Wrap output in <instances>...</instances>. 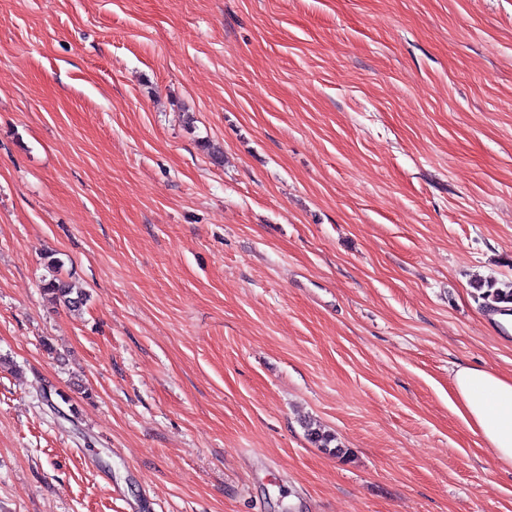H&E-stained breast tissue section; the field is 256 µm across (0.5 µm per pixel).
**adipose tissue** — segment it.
Returning a JSON list of instances; mask_svg holds the SVG:
<instances>
[{
  "label": "adipose tissue",
  "mask_w": 512,
  "mask_h": 512,
  "mask_svg": "<svg viewBox=\"0 0 512 512\" xmlns=\"http://www.w3.org/2000/svg\"><path fill=\"white\" fill-rule=\"evenodd\" d=\"M453 392L451 410L499 462L512 465V376L461 366L453 375Z\"/></svg>",
  "instance_id": "adipose-tissue-1"
}]
</instances>
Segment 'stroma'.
Masks as SVG:
<instances>
[{
    "label": "stroma",
    "instance_id": "stroma-1",
    "mask_svg": "<svg viewBox=\"0 0 512 512\" xmlns=\"http://www.w3.org/2000/svg\"><path fill=\"white\" fill-rule=\"evenodd\" d=\"M478 276L512 0H0V512H512ZM43 292L53 302L63 303L68 308H80L87 301V294L67 280L52 276L43 281ZM453 392L451 410L499 462L512 465V376L461 366L453 375ZM304 428L306 435L309 439L317 446V448H323L329 453H334L336 456L346 455L347 450L342 448L337 442L336 437L331 432L325 430L315 422H305Z\"/></svg>",
    "mask_w": 512,
    "mask_h": 512
}]
</instances>
